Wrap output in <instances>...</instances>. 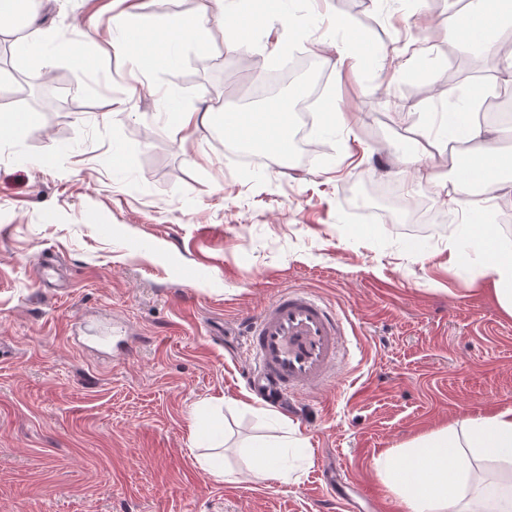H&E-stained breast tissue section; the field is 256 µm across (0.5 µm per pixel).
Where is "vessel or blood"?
<instances>
[{
  "label": "vessel or blood",
  "instance_id": "b4317fda",
  "mask_svg": "<svg viewBox=\"0 0 512 512\" xmlns=\"http://www.w3.org/2000/svg\"><path fill=\"white\" fill-rule=\"evenodd\" d=\"M346 334L344 319L310 291H281L247 322L249 384L268 397L289 399L335 382Z\"/></svg>",
  "mask_w": 512,
  "mask_h": 512
}]
</instances>
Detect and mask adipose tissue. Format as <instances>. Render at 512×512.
<instances>
[{"instance_id":"1","label":"adipose tissue","mask_w":512,"mask_h":512,"mask_svg":"<svg viewBox=\"0 0 512 512\" xmlns=\"http://www.w3.org/2000/svg\"><path fill=\"white\" fill-rule=\"evenodd\" d=\"M212 11L225 15L229 45L246 40L240 15L225 10L224 0H206L204 12L189 21L150 12L119 17L125 40L141 47L134 58V72L146 76L169 68L171 48L177 42L206 45ZM467 12L473 17L463 27L468 41L478 48L492 45L499 28L512 23V0H469ZM0 32L16 34L15 46L22 54L37 53L42 31L29 0H0ZM232 119L239 133L264 145H280L287 135L283 122H269L254 112L236 110ZM451 141L467 142L470 150L458 161V178L449 183L427 160ZM408 155L418 180L444 193L449 204L468 194L470 183L462 177L468 170L490 199L512 198V181L501 175L502 158L495 141L486 126L468 113L456 112L444 135L412 138ZM473 255L489 269L493 294L512 316V250L500 244L493 225L468 221L450 230L449 265H459ZM376 468L405 512H512V407L432 429L388 450Z\"/></svg>"}]
</instances>
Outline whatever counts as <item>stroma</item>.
<instances>
[{"instance_id": "1", "label": "stroma", "mask_w": 512, "mask_h": 512, "mask_svg": "<svg viewBox=\"0 0 512 512\" xmlns=\"http://www.w3.org/2000/svg\"><path fill=\"white\" fill-rule=\"evenodd\" d=\"M456 0H246V43L185 42L176 67L131 92L133 45L115 12L189 18L202 0H38L42 51L80 41L89 64L0 54V101L33 110L39 83L57 106L37 131L0 141V512H337L324 475L348 470L355 512H403L377 474L386 450L465 416L512 406V316L477 262L447 266L461 216L406 159L448 91H492L501 55L473 61L449 35ZM350 18L339 30L336 14ZM330 67L312 146L264 166L227 149L226 112L264 101L250 86L273 43ZM357 57L335 67L349 44ZM211 108L197 133L166 122L168 100ZM34 111V110H33ZM395 190L442 224L405 233L408 214L369 223L355 192ZM54 271L36 275L38 264ZM304 288L346 320L348 363L295 409L246 384L243 321ZM130 354L94 341L113 324ZM224 439L225 477L202 464ZM290 454L292 477L259 478L251 448Z\"/></svg>"}]
</instances>
